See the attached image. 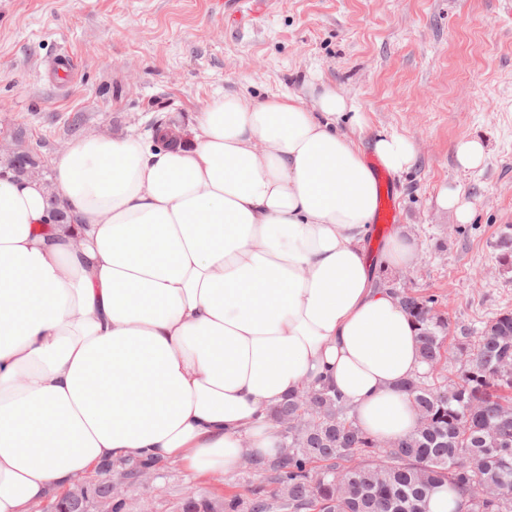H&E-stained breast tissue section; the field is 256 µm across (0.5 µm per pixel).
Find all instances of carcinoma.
Wrapping results in <instances>:
<instances>
[{"instance_id": "1", "label": "carcinoma", "mask_w": 512, "mask_h": 512, "mask_svg": "<svg viewBox=\"0 0 512 512\" xmlns=\"http://www.w3.org/2000/svg\"><path fill=\"white\" fill-rule=\"evenodd\" d=\"M395 294L417 327L426 365L403 383L417 430L383 447L330 389L304 388L271 413L284 451L252 460L260 485L215 502L188 496L182 512H427L438 489L455 496L456 512H512V312L475 334L451 327L435 295ZM450 360L451 374L431 372ZM483 488L500 497H481Z\"/></svg>"}]
</instances>
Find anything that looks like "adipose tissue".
Here are the masks:
<instances>
[{"instance_id":"adipose-tissue-1","label":"adipose tissue","mask_w":512,"mask_h":512,"mask_svg":"<svg viewBox=\"0 0 512 512\" xmlns=\"http://www.w3.org/2000/svg\"><path fill=\"white\" fill-rule=\"evenodd\" d=\"M326 86L227 94L159 147L89 135L38 176L0 177V512L136 460L216 476L280 452L268 418L329 386L371 436L418 427L416 330L376 285L377 181ZM391 171L412 142L381 133Z\"/></svg>"}]
</instances>
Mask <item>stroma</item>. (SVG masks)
<instances>
[{
  "mask_svg": "<svg viewBox=\"0 0 512 512\" xmlns=\"http://www.w3.org/2000/svg\"><path fill=\"white\" fill-rule=\"evenodd\" d=\"M69 56L73 80L44 77ZM326 83L353 101L365 153L380 132L412 140L417 163L397 173L399 227L418 242L412 264L379 268L382 284L439 297L451 323L481 328L512 311V0H0V165L37 149V175L76 134L147 136L156 120L193 123L213 98L262 100ZM482 138L488 157L459 167L453 146ZM472 211L458 223L439 194ZM247 463L188 479L175 464L127 481V512H180L182 498L248 494Z\"/></svg>",
  "mask_w": 512,
  "mask_h": 512,
  "instance_id": "1",
  "label": "stroma"
}]
</instances>
